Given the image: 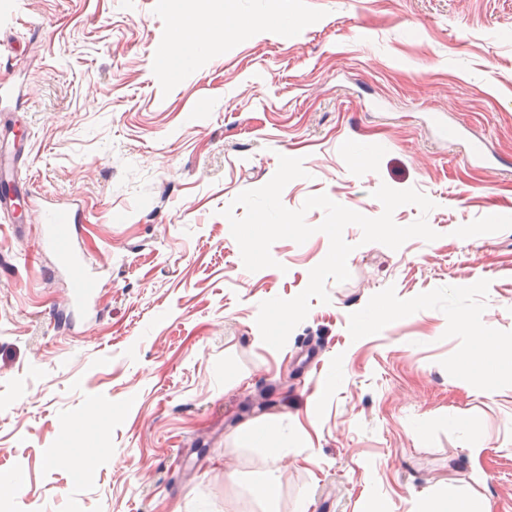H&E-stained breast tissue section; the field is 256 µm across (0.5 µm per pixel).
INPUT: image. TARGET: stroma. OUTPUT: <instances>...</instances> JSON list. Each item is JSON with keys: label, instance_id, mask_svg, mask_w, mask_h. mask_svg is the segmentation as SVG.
<instances>
[{"label": "stroma", "instance_id": "1", "mask_svg": "<svg viewBox=\"0 0 512 512\" xmlns=\"http://www.w3.org/2000/svg\"><path fill=\"white\" fill-rule=\"evenodd\" d=\"M182 22L205 47L171 71ZM0 147L37 193L82 200L107 269L100 317L67 328L36 215L0 214V474L20 478L0 512H262L264 457L234 434L279 415V512L301 488L309 512H432L450 486L512 512V363L476 347L512 345V0H0ZM282 155L308 173L287 208L375 218L380 185L413 187L438 237L347 226L350 279L277 350L259 305L305 289L325 213L250 272L223 211ZM377 301L403 316L361 325Z\"/></svg>", "mask_w": 512, "mask_h": 512}]
</instances>
